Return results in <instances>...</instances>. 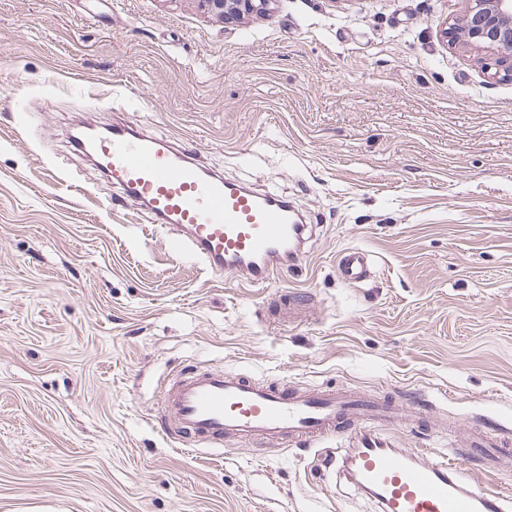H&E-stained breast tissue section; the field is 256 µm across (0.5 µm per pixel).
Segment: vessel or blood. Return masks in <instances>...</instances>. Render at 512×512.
Masks as SVG:
<instances>
[{"instance_id":"1","label":"vessel or blood","mask_w":512,"mask_h":512,"mask_svg":"<svg viewBox=\"0 0 512 512\" xmlns=\"http://www.w3.org/2000/svg\"><path fill=\"white\" fill-rule=\"evenodd\" d=\"M76 144L97 158L121 201L141 204L153 223L182 232L211 273L265 287L306 256L308 227L286 195L224 178L173 139L119 122ZM372 263L367 251L349 248L337 258L338 274L356 286ZM272 307V321L295 322L312 303L286 292ZM426 411L368 391L297 390L211 368L178 373L164 385L159 424L181 444L217 447L236 440L284 450L341 435L347 440L344 453L326 448L323 456L340 458L381 512H506L504 496L463 476L458 454L420 461L381 435V428L422 418ZM466 446L487 469L512 468V448L500 447L498 437L474 431Z\"/></svg>"}]
</instances>
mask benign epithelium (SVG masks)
I'll use <instances>...</instances> for the list:
<instances>
[{
    "instance_id": "benign-epithelium-1",
    "label": "benign epithelium",
    "mask_w": 512,
    "mask_h": 512,
    "mask_svg": "<svg viewBox=\"0 0 512 512\" xmlns=\"http://www.w3.org/2000/svg\"><path fill=\"white\" fill-rule=\"evenodd\" d=\"M202 10L220 21L240 19L265 12L270 0H198ZM458 20L443 28L444 38L487 53L484 69L502 78H512V0H467Z\"/></svg>"
}]
</instances>
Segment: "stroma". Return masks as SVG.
<instances>
[{"mask_svg": "<svg viewBox=\"0 0 512 512\" xmlns=\"http://www.w3.org/2000/svg\"><path fill=\"white\" fill-rule=\"evenodd\" d=\"M465 0H0V512H379L314 451L178 449L159 380L221 367L428 405L512 438V81L451 46ZM143 123L313 226L264 288L213 275L77 152ZM368 251L345 285L336 261ZM315 301L268 325L280 289ZM423 428V429H426ZM397 426L399 447L422 431ZM271 0H198L202 10L220 21L243 18L265 12ZM373 260L371 255L361 248H348L337 258V269L342 282L356 286L365 281Z\"/></svg>", "mask_w": 512, "mask_h": 512, "instance_id": "1", "label": "stroma"}]
</instances>
